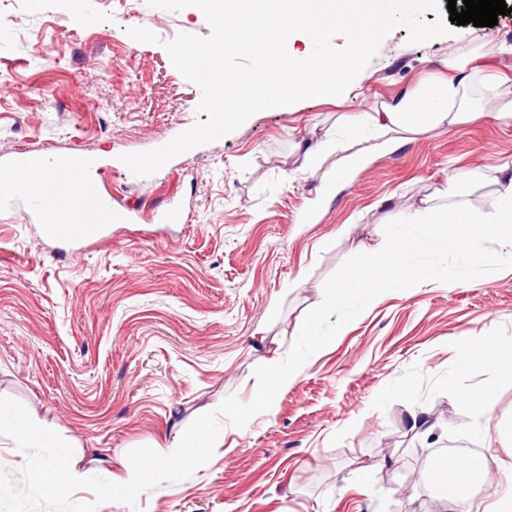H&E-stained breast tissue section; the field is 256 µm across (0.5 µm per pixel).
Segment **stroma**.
<instances>
[{"instance_id": "obj_1", "label": "stroma", "mask_w": 512, "mask_h": 512, "mask_svg": "<svg viewBox=\"0 0 512 512\" xmlns=\"http://www.w3.org/2000/svg\"><path fill=\"white\" fill-rule=\"evenodd\" d=\"M0 23V167L81 151L118 204L137 209L81 255L60 259L22 201L0 199V397L73 448L77 474L124 473L130 450L178 442L228 396L250 402L254 369L282 361L325 280L385 243L439 177L476 173L466 198L484 212L512 164V120L481 117L390 144L362 113L401 95L449 55L512 44V12L494 27L410 44L406 29L338 97L260 111L239 129L131 178L122 155L159 148L198 119L202 93L172 65L165 42L209 37L203 12L146 0H5ZM83 23H75L74 11ZM145 27L159 44L132 39ZM334 140L365 149L345 178L340 158H305ZM189 221L152 233L158 207ZM493 341L481 363L466 343ZM512 269L453 287L427 281L384 293L312 355L245 427L187 479L109 502L98 512H431L447 493L432 472L449 443L512 463ZM492 387L493 408L472 398ZM440 421L431 437L411 413Z\"/></svg>"}]
</instances>
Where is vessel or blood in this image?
Segmentation results:
<instances>
[{
	"instance_id": "vessel-or-blood-1",
	"label": "vessel or blood",
	"mask_w": 512,
	"mask_h": 512,
	"mask_svg": "<svg viewBox=\"0 0 512 512\" xmlns=\"http://www.w3.org/2000/svg\"><path fill=\"white\" fill-rule=\"evenodd\" d=\"M55 171L54 181L35 186L32 175L43 164ZM97 160L86 153L21 160L0 169V197L27 201L38 213L46 235L67 249L100 238L109 224L132 220V209L118 208L90 176Z\"/></svg>"
}]
</instances>
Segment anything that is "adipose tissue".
Wrapping results in <instances>:
<instances>
[{
    "mask_svg": "<svg viewBox=\"0 0 512 512\" xmlns=\"http://www.w3.org/2000/svg\"><path fill=\"white\" fill-rule=\"evenodd\" d=\"M512 63V45L495 49H474L467 54L450 56L449 74H434L421 79L398 99L382 104L379 109L364 113V127L372 136L391 140L432 128H451L458 124L488 116L512 119V96H498L489 105L472 100L471 80L479 73H490ZM498 195L489 214L465 212L456 208L437 210L431 207L416 209L411 218L414 224H455L460 238L489 239L501 235L512 237V165L497 166Z\"/></svg>",
    "mask_w": 512,
    "mask_h": 512,
    "instance_id": "obj_1",
    "label": "adipose tissue"
}]
</instances>
